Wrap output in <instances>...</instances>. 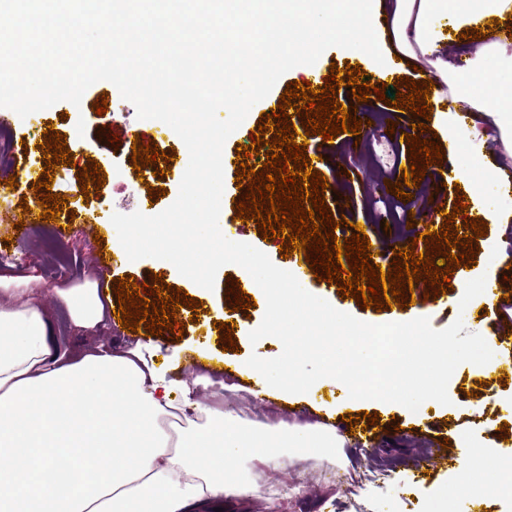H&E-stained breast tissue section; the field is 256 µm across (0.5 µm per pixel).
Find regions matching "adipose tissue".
Here are the masks:
<instances>
[{
    "label": "adipose tissue",
    "mask_w": 512,
    "mask_h": 512,
    "mask_svg": "<svg viewBox=\"0 0 512 512\" xmlns=\"http://www.w3.org/2000/svg\"><path fill=\"white\" fill-rule=\"evenodd\" d=\"M397 48L433 56L450 95L498 129L497 155L512 160V94L485 90L491 43L470 47L466 69L437 57L430 23L445 16L461 29L512 12V0H389ZM46 286L34 276L0 277V512H190L232 491L244 494L226 459L233 448L267 464L279 448L335 456L349 434L316 422L269 430L233 427L222 408L199 403L204 423L178 442L157 423L168 413L172 385L143 346L117 351L61 347L50 339L41 302ZM72 330L85 336L104 320L92 290L59 288Z\"/></svg>",
    "instance_id": "1"
}]
</instances>
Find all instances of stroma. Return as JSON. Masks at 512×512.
Segmentation results:
<instances>
[{
	"instance_id": "obj_1",
	"label": "stroma",
	"mask_w": 512,
	"mask_h": 512,
	"mask_svg": "<svg viewBox=\"0 0 512 512\" xmlns=\"http://www.w3.org/2000/svg\"><path fill=\"white\" fill-rule=\"evenodd\" d=\"M100 101L107 104V111L101 116L96 115L94 108ZM432 105L434 110L428 124L437 132L439 142L450 149L442 164L426 169V177L433 179L444 174L446 167L465 164V152L451 150L450 144L453 127L470 125L471 118L459 107L448 106L441 100H433ZM0 115L15 133L12 156L0 162V173L13 174L16 158L24 154L38 168H45L44 132L50 127L65 134L67 147L74 154V165L57 164L52 173V192L67 196L68 203L58 222L48 225L62 239L72 259L66 272L55 275V263L36 239L12 240L8 224L0 223V275H35L50 286L44 303L52 312L57 343L69 347L79 340L72 334L68 311L54 295V287L93 288L100 298L114 304L118 301L113 290L115 279L130 276L140 285L149 282L151 275L159 274L165 284L183 289L190 298L201 302L195 312L180 307L178 317L184 322L182 337H175L167 330L155 336L144 329L132 332L110 322L79 342L86 347L109 345L117 350L139 344L150 346L157 366L177 383L173 399H181L183 389H190L193 400L224 408L231 412L234 423L242 427L301 426L327 416L346 431L350 428V417L358 411L379 413L378 423L371 427L375 441L340 449L332 459L300 456L287 448L281 449L280 466L275 470L247 457L232 459L231 466L239 478L254 486L255 491L249 495H225L219 502L225 512H432L437 490L456 485L461 476L457 467L451 466L432 473L423 482H415L412 466L418 449L453 448L458 439H465L471 466L488 481L495 478L494 461L512 459V353H505L501 348L496 351L492 375H484L478 365L461 364L448 384L450 405L428 400L414 413L395 403L351 399L346 386L332 378L318 380L302 401L289 399L277 389L263 396H252L251 380L227 371L226 366L245 362L254 354L271 359L282 352L277 338L265 337L255 344L249 339L266 311V298L258 285H251L245 291L247 297L255 299V307L247 312L237 311L230 304L228 294L232 280L245 274L238 265L222 266L214 289L209 291L182 276L168 261L154 258L129 261L111 221V185H104L96 195L88 197L77 178L78 167L86 165L88 159H96L104 173H125L133 179L135 191L125 198L130 210L158 214L176 200L189 163V152L181 138L161 121L138 119L134 105L124 100L117 87L108 81L91 85L77 107L61 101L52 112L40 110L22 118L7 109ZM389 119V113L376 111L370 125L362 127L359 135L342 133L329 142L317 135L307 138L308 155L321 152L326 156L320 171L331 192L325 200L327 207L334 219L341 222L342 232H349L353 224H363L373 251L384 254L380 262L384 270L389 269L395 253L409 246L417 234L413 231L404 234L393 226L383 230L368 223L364 186L357 181L354 170L356 162L372 152L386 164L397 160L391 153V141L407 148L403 124L395 126L397 139L380 136V128L387 126ZM143 134L163 141L175 155L174 168L154 182L159 189L155 196L149 195L145 181L139 179L126 148H114L111 142L115 136L124 140ZM397 161L405 167L411 164L406 155ZM239 193L234 169L225 168L220 224L230 225L232 231L238 232L241 242L264 252L274 265L291 272L304 289L336 309L375 325L426 317L433 328L442 329L460 318L467 332L480 334L487 340L503 337L512 341V283L507 284L503 296L493 301L471 302L465 306L460 303L468 281L485 274L494 257L505 252L512 254V232L503 230L504 225H512V187L503 186L499 179L485 182L479 204L469 205L467 209V218L483 220L491 212L502 218L501 223L489 225L486 236L474 239L475 258L471 265L454 269L450 288L435 296L431 307L405 308L395 304L381 312L361 308L355 299L343 298L335 284L317 280L292 258L281 257L279 239L260 236L256 221L234 219ZM101 254L111 257L109 269L94 264V257ZM222 322L228 323L234 332L235 346L229 350L224 349L219 338L218 325ZM205 374L224 377L226 383L232 384V392L215 394L209 386L199 383V376ZM382 459L396 461L398 468L395 473L380 478L378 486H363L350 479L351 471L372 469Z\"/></svg>"
}]
</instances>
